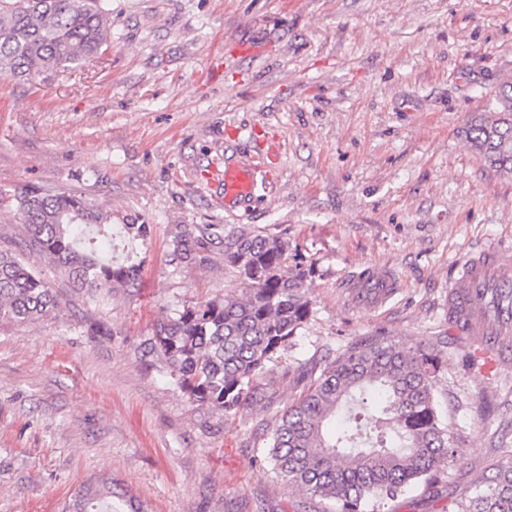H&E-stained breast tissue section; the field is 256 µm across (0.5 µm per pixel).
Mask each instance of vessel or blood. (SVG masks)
<instances>
[{"label":"vessel or blood","mask_w":512,"mask_h":512,"mask_svg":"<svg viewBox=\"0 0 512 512\" xmlns=\"http://www.w3.org/2000/svg\"><path fill=\"white\" fill-rule=\"evenodd\" d=\"M264 142H256L251 155L225 160L211 177L224 192L228 209L248 208L256 198ZM389 272L365 273L348 291L366 304L385 303L397 291ZM448 320L457 334L478 348H492L502 365L512 364V260L498 249L473 254L461 267L448 291Z\"/></svg>","instance_id":"1"}]
</instances>
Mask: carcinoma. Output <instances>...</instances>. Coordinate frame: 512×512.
Segmentation results:
<instances>
[{"mask_svg": "<svg viewBox=\"0 0 512 512\" xmlns=\"http://www.w3.org/2000/svg\"><path fill=\"white\" fill-rule=\"evenodd\" d=\"M112 18L101 0H0V76L75 69L110 46ZM465 139L494 171L512 175V77L483 109L471 113ZM26 247L78 291L96 297L138 285L147 224H114L112 216L66 188L13 195ZM220 225L186 228L173 255L196 258L224 245V263L241 293L187 305L155 326L145 349L165 363L170 381L192 402L218 412L262 400L261 380L279 363L312 312V269L288 267V238ZM60 306L29 262L0 249V316L39 321ZM436 355L388 337L351 348L328 363L307 393L271 431L268 458L276 473L338 512H380L406 491L437 494V467L462 461L452 448L432 393ZM140 512L128 493L102 481L80 488L73 512ZM453 512H512V465L498 468L483 493Z\"/></svg>", "mask_w": 512, "mask_h": 512, "instance_id": "obj_1", "label": "carcinoma"}]
</instances>
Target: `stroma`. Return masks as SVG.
<instances>
[{
    "label": "stroma",
    "instance_id": "stroma-1",
    "mask_svg": "<svg viewBox=\"0 0 512 512\" xmlns=\"http://www.w3.org/2000/svg\"><path fill=\"white\" fill-rule=\"evenodd\" d=\"M112 44L81 68L0 77V190L65 187L146 224L138 288L98 302L40 265L59 309L0 317V512H68L102 476L145 512H330L264 458L268 432L310 383L311 362L386 336L435 349L434 398L462 463L389 512H448L512 463V367L472 357L448 323L469 251L512 256V177L463 129L512 75V0H108ZM278 150L248 214L207 175L253 140ZM288 237L310 266L312 313L265 402L202 410L143 350L161 316L239 289L221 247L173 258L184 226ZM392 271L383 307L341 280Z\"/></svg>",
    "mask_w": 512,
    "mask_h": 512
}]
</instances>
